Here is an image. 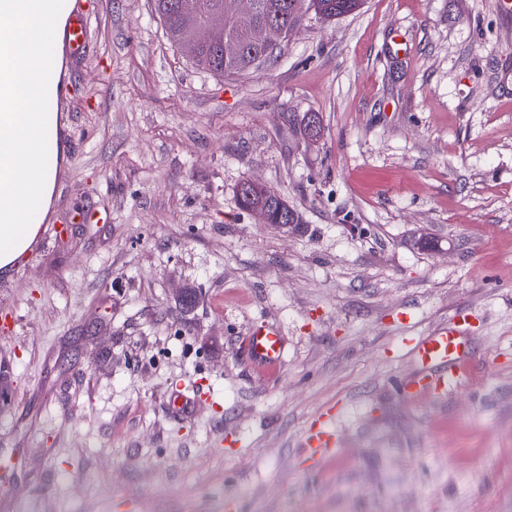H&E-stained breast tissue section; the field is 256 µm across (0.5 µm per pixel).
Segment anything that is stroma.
<instances>
[{"label": "stroma", "instance_id": "stroma-1", "mask_svg": "<svg viewBox=\"0 0 512 512\" xmlns=\"http://www.w3.org/2000/svg\"><path fill=\"white\" fill-rule=\"evenodd\" d=\"M79 6L64 158L0 273V512H512V22L494 0L310 12L224 77L151 0ZM247 179L298 223L242 209ZM260 323L285 341L273 374L242 353ZM444 327L456 388L404 396L414 341ZM66 49L70 55L83 52L88 41L87 19L83 12L71 11L65 32Z\"/></svg>", "mask_w": 512, "mask_h": 512}]
</instances>
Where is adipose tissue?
I'll return each instance as SVG.
<instances>
[{
  "label": "adipose tissue",
  "instance_id": "adipose-tissue-1",
  "mask_svg": "<svg viewBox=\"0 0 512 512\" xmlns=\"http://www.w3.org/2000/svg\"><path fill=\"white\" fill-rule=\"evenodd\" d=\"M7 8L13 38L0 43V271L17 265L38 237L43 215L33 203L54 188L55 174L44 171L41 152L56 133L40 97L56 90L60 64L54 47L66 24L50 2L38 13L15 0Z\"/></svg>",
  "mask_w": 512,
  "mask_h": 512
}]
</instances>
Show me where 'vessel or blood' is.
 <instances>
[{
	"label": "vessel or blood",
	"mask_w": 512,
	"mask_h": 512,
	"mask_svg": "<svg viewBox=\"0 0 512 512\" xmlns=\"http://www.w3.org/2000/svg\"><path fill=\"white\" fill-rule=\"evenodd\" d=\"M65 41L69 54L77 55L83 52L88 41L87 19L84 13L70 12ZM414 351L421 363L432 368L427 378L416 381L415 391H431L457 385L464 364L454 330L448 327L437 330L432 335L418 340ZM283 353L284 344L279 332L264 324L253 327L244 343V356L264 371L275 370Z\"/></svg>",
	"instance_id": "1"
}]
</instances>
